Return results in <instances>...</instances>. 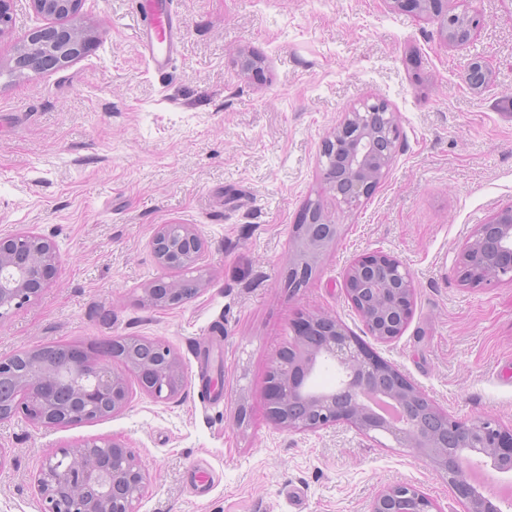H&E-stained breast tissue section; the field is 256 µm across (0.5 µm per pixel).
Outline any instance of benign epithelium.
<instances>
[{"label": "benign epithelium", "instance_id": "1", "mask_svg": "<svg viewBox=\"0 0 512 512\" xmlns=\"http://www.w3.org/2000/svg\"><path fill=\"white\" fill-rule=\"evenodd\" d=\"M15 0H0V38L13 26ZM35 12L50 19L77 14L82 0H30ZM401 11L422 14L437 21L441 33L452 44L460 42L456 31L475 30L482 23L478 14L448 13V0H392ZM91 36L78 28L47 26L21 39L15 67L27 69V52L42 48L57 54L64 68L89 48ZM489 73L486 62L473 60L467 82L483 87ZM399 137L397 116L382 111V101L364 102L343 113L322 146L321 179L340 195L348 207L357 205L385 175ZM307 220L293 225L296 247L288 257V288L303 287L308 268L335 242L337 225L328 221L318 201L305 206ZM159 267L195 274L201 286L203 273L198 261L204 250L201 236L189 224H161L151 240ZM461 279L474 287L512 284V205L498 210L480 224L458 254ZM58 253L47 237L19 232L0 238V318L36 297L56 274ZM167 294H156V285L144 289L142 301L149 306L177 307L186 298L178 282L166 283ZM344 289L348 301L365 328L376 340L389 342L401 335L414 304L415 288L406 266L394 256L373 252L356 259L347 269ZM293 341L288 352L272 361L264 395L269 417L291 431H315L345 423L364 435L390 438L398 447L427 458L434 470L448 480L466 512H501L495 496L476 487L470 478L475 458H487L499 473H512V428L490 417L459 420L448 417V430L456 442L440 448L433 433L421 427L411 408L433 402L391 362L347 334L336 320L324 315L300 317L292 325ZM139 338L112 340V354H76L65 362L47 367L32 358L16 372L14 359L0 360V377L15 376L21 400L0 420L17 413L39 425L66 426L103 417L101 403L110 402L111 413L129 402L128 375L157 399L175 398L184 385V367L166 344L155 342L156 362H139L131 347ZM124 365L120 373L110 361ZM336 365L341 380L336 388L318 391L308 381L318 362ZM61 385L73 389L66 404L57 400ZM147 472L134 452L115 439H91L76 446L48 453L37 472L36 484L44 501V512H136L143 496ZM370 512H438L434 501L411 485H396L376 493Z\"/></svg>", "mask_w": 512, "mask_h": 512}]
</instances>
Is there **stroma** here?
<instances>
[{"instance_id":"stroma-1","label":"stroma","mask_w":512,"mask_h":512,"mask_svg":"<svg viewBox=\"0 0 512 512\" xmlns=\"http://www.w3.org/2000/svg\"><path fill=\"white\" fill-rule=\"evenodd\" d=\"M144 2L83 0L69 23L96 41L61 70H14L19 39L48 24L26 0L0 38V235H46L59 255L50 287L0 319V359L143 336L172 348L185 383L168 401L131 383L124 410L65 427L0 421V512H44L35 477L46 453L92 438L121 440L145 466L138 512H369L396 484L465 512L410 450L343 423L288 431L263 394L293 321L322 314L449 415L512 427V284L474 288L455 266L474 227L512 205V0H448L484 19L462 45L389 0H174L182 44L160 70L136 37ZM246 54L261 75L242 71ZM476 57L490 66L478 91L466 82ZM365 99L396 113L398 147L348 209L325 193L319 152ZM316 198L341 233L293 292L291 227ZM161 224L192 225L205 242L206 283L172 308L141 301L147 284L175 277L151 249ZM371 252L403 261L415 285L388 343L344 290L346 268ZM199 466L211 474L202 487Z\"/></svg>"}]
</instances>
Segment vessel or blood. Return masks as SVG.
Returning <instances> with one entry per match:
<instances>
[{
  "label": "vessel or blood",
  "mask_w": 512,
  "mask_h": 512,
  "mask_svg": "<svg viewBox=\"0 0 512 512\" xmlns=\"http://www.w3.org/2000/svg\"><path fill=\"white\" fill-rule=\"evenodd\" d=\"M150 25L140 35V45L153 68L169 65L177 53L181 31L173 16L171 0H148Z\"/></svg>",
  "instance_id": "b4317fda"
}]
</instances>
